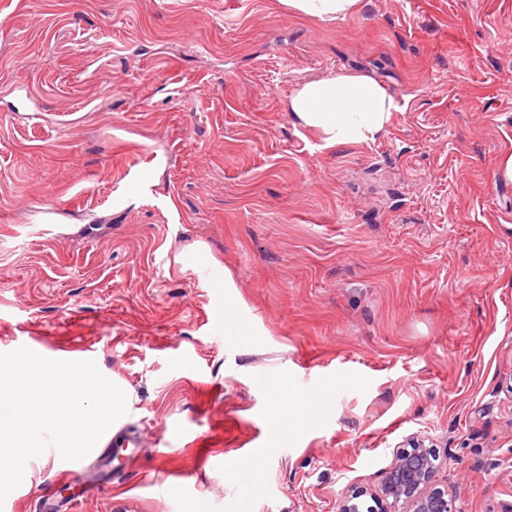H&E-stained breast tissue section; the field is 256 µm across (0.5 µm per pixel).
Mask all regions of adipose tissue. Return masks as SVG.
Instances as JSON below:
<instances>
[{
    "label": "adipose tissue",
    "mask_w": 512,
    "mask_h": 512,
    "mask_svg": "<svg viewBox=\"0 0 512 512\" xmlns=\"http://www.w3.org/2000/svg\"><path fill=\"white\" fill-rule=\"evenodd\" d=\"M402 109L380 82L358 73L303 82L288 99L297 122L317 130L329 147L375 140Z\"/></svg>",
    "instance_id": "1"
}]
</instances>
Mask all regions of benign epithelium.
I'll list each match as a JSON object with an SVG mask.
<instances>
[{"label":"benign epithelium","instance_id":"obj_1","mask_svg":"<svg viewBox=\"0 0 512 512\" xmlns=\"http://www.w3.org/2000/svg\"><path fill=\"white\" fill-rule=\"evenodd\" d=\"M438 459L429 437L409 436L377 489L351 488L340 501L339 512H461L457 498L436 486ZM366 495L377 507L362 509Z\"/></svg>","mask_w":512,"mask_h":512}]
</instances>
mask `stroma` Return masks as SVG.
<instances>
[{"instance_id": "1", "label": "stroma", "mask_w": 512, "mask_h": 512, "mask_svg": "<svg viewBox=\"0 0 512 512\" xmlns=\"http://www.w3.org/2000/svg\"><path fill=\"white\" fill-rule=\"evenodd\" d=\"M0 13V353L72 346L128 401L96 454L29 459L0 512H338L416 432L463 512L512 503V0ZM338 72L404 102L375 141L324 147L288 111ZM151 155L155 195L114 203ZM222 290L244 341L213 340ZM294 12L320 18L345 17L351 14L359 0H286Z\"/></svg>"}]
</instances>
